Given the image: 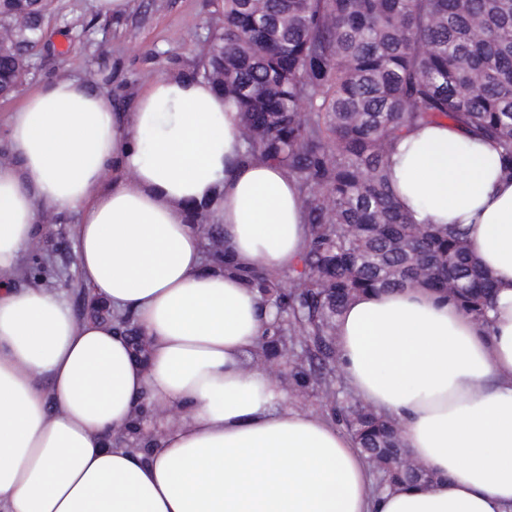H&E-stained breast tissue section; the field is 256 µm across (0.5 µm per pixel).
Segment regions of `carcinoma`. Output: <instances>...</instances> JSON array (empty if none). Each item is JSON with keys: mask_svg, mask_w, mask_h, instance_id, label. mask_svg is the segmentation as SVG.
Segmentation results:
<instances>
[{"mask_svg": "<svg viewBox=\"0 0 512 512\" xmlns=\"http://www.w3.org/2000/svg\"><path fill=\"white\" fill-rule=\"evenodd\" d=\"M51 0H0V97L33 68ZM224 30L204 52V77L243 118L246 153L299 182L309 241L289 276H250L277 308L255 357L288 358L301 388L332 380L336 317L367 290L429 288L488 323L493 282L460 224H418L397 199L389 155L405 131L446 121L498 142L512 176V0H223ZM337 416L382 480L400 465L397 424L356 400Z\"/></svg>", "mask_w": 512, "mask_h": 512, "instance_id": "obj_1", "label": "carcinoma"}]
</instances>
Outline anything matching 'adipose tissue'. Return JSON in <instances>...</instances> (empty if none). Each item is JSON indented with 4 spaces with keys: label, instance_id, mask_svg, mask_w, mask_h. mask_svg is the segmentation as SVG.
<instances>
[{
    "label": "adipose tissue",
    "instance_id": "adipose-tissue-1",
    "mask_svg": "<svg viewBox=\"0 0 512 512\" xmlns=\"http://www.w3.org/2000/svg\"><path fill=\"white\" fill-rule=\"evenodd\" d=\"M0 146V512H512V177L495 142L431 124L390 157L404 208L464 225L496 293L484 325L424 288L343 308L342 377L436 474L382 490L353 438L253 359L274 311L242 272L293 267L306 216L286 169L246 158L223 93L171 73L117 112L60 76L0 118ZM61 210L113 320L26 280L41 217ZM197 211L235 270L207 260ZM142 405L146 453L115 441Z\"/></svg>",
    "mask_w": 512,
    "mask_h": 512
}]
</instances>
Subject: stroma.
I'll use <instances>...</instances> for the list:
<instances>
[{"mask_svg": "<svg viewBox=\"0 0 512 512\" xmlns=\"http://www.w3.org/2000/svg\"><path fill=\"white\" fill-rule=\"evenodd\" d=\"M223 26L221 0H133L132 10L120 18L98 16L91 0H53L44 38L34 53L36 69L22 87L28 90L53 77L73 75L103 90L113 109L124 110L157 77L180 71L201 74L202 46ZM76 221V214L68 211L45 216L47 231L38 253L47 262L45 281L66 289L81 315L87 293L75 265L71 229ZM349 395L343 383L330 396L320 387L292 386L288 403L330 418Z\"/></svg>", "mask_w": 512, "mask_h": 512, "instance_id": "35a3bbf8", "label": "stroma"}]
</instances>
